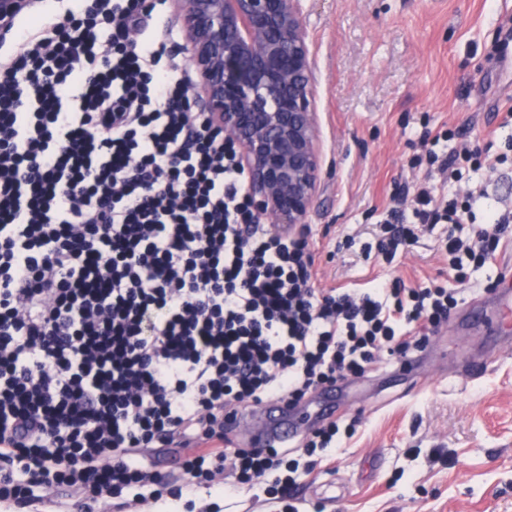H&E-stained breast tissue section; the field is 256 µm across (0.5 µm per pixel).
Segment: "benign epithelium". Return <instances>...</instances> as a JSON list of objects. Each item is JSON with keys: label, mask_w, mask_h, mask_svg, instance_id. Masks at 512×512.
Returning <instances> with one entry per match:
<instances>
[{"label": "benign epithelium", "mask_w": 512, "mask_h": 512, "mask_svg": "<svg viewBox=\"0 0 512 512\" xmlns=\"http://www.w3.org/2000/svg\"><path fill=\"white\" fill-rule=\"evenodd\" d=\"M193 100L238 145L262 220L297 230L321 172L301 0H179Z\"/></svg>", "instance_id": "obj_1"}]
</instances>
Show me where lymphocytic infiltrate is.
Returning a JSON list of instances; mask_svg holds the SVG:
<instances>
[{
	"mask_svg": "<svg viewBox=\"0 0 512 512\" xmlns=\"http://www.w3.org/2000/svg\"><path fill=\"white\" fill-rule=\"evenodd\" d=\"M166 0H68L24 32L30 0H0V501L24 507L82 487L93 501L182 496L217 472L238 485L296 473L287 448L226 449L224 416L402 360L446 322L467 265L490 262L512 211L448 236L454 284L360 292L313 281L307 233L253 216L237 145L189 96L188 58L149 22ZM426 143L416 225L472 223L465 173L508 160L483 145ZM184 448L181 475L143 464Z\"/></svg>",
	"mask_w": 512,
	"mask_h": 512,
	"instance_id": "f902f5d3",
	"label": "lymphocytic infiltrate"
}]
</instances>
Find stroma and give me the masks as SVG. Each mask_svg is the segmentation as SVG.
Masks as SVG:
<instances>
[{"label":"stroma","mask_w":512,"mask_h":512,"mask_svg":"<svg viewBox=\"0 0 512 512\" xmlns=\"http://www.w3.org/2000/svg\"><path fill=\"white\" fill-rule=\"evenodd\" d=\"M313 70L322 169L312 229L314 281L359 290L451 280L443 226L386 262L372 250L396 186L419 177L423 131L495 129L512 107V0H302ZM476 215L512 209V166L481 170ZM512 264V233L495 259L471 271L447 323L398 375L377 362L349 377L334 420L337 447L285 487L252 491L223 478L175 499L122 494L94 512H512V351L490 340L494 288ZM487 360L480 374L473 362Z\"/></svg>","instance_id":"stroma-1"}]
</instances>
